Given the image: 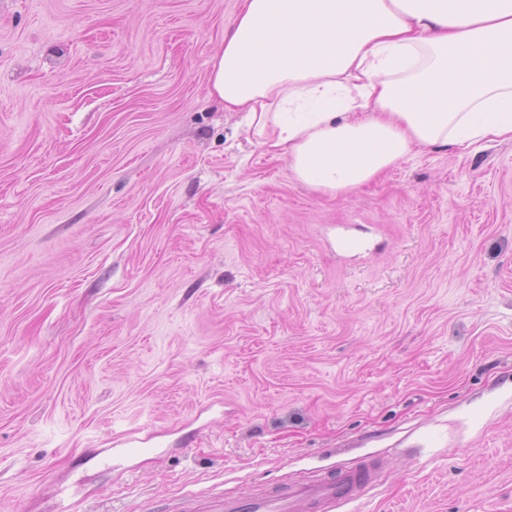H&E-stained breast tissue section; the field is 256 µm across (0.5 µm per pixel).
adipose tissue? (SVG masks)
<instances>
[{
    "instance_id": "ef3b65f1",
    "label": "adipose tissue",
    "mask_w": 512,
    "mask_h": 512,
    "mask_svg": "<svg viewBox=\"0 0 512 512\" xmlns=\"http://www.w3.org/2000/svg\"><path fill=\"white\" fill-rule=\"evenodd\" d=\"M210 88L347 194L416 146L512 142V0H242Z\"/></svg>"
}]
</instances>
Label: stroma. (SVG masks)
Instances as JSON below:
<instances>
[{"label": "stroma", "instance_id": "35a3bbf8", "mask_svg": "<svg viewBox=\"0 0 512 512\" xmlns=\"http://www.w3.org/2000/svg\"><path fill=\"white\" fill-rule=\"evenodd\" d=\"M238 10L0 0V512H512V142L317 192L210 93ZM154 437L150 434L120 433L112 438V445L115 448H122L128 454H139L147 450H152L157 446L154 443ZM382 464L368 456L352 466L331 468L300 480L269 485L248 497L224 493L206 512H351L381 482Z\"/></svg>", "mask_w": 512, "mask_h": 512}]
</instances>
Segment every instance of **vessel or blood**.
<instances>
[{"instance_id": "obj_1", "label": "vessel or blood", "mask_w": 512, "mask_h": 512, "mask_svg": "<svg viewBox=\"0 0 512 512\" xmlns=\"http://www.w3.org/2000/svg\"><path fill=\"white\" fill-rule=\"evenodd\" d=\"M112 445L139 454L153 449L155 443L148 433H120L113 437ZM381 472L380 460L368 456L351 466L269 485L248 497L225 494L210 512H351L353 504L380 484Z\"/></svg>"}]
</instances>
